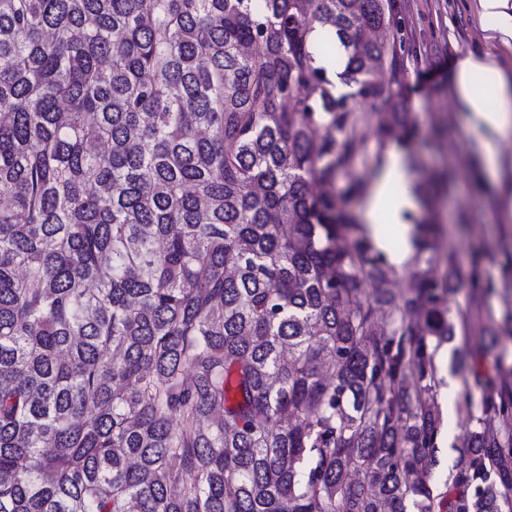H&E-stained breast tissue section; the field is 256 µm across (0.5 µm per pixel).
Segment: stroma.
Returning a JSON list of instances; mask_svg holds the SVG:
<instances>
[{"instance_id": "1", "label": "stroma", "mask_w": 512, "mask_h": 512, "mask_svg": "<svg viewBox=\"0 0 512 512\" xmlns=\"http://www.w3.org/2000/svg\"><path fill=\"white\" fill-rule=\"evenodd\" d=\"M391 2L404 41L382 79L400 78L408 91L412 137L402 152L419 206L407 221L435 225L436 256L456 259L447 306L457 331L436 356L439 378L459 383L456 393L438 396L443 411L453 414L438 436L430 468L431 482L439 486L458 465L457 449L468 427L457 409L466 394L482 395L464 361L481 356L490 372L500 354L512 356V216L503 209L504 197H512V136L496 144L502 171L499 182H491L482 168L480 143L456 107L451 67L456 54L490 47L475 0ZM353 106L358 153L346 180L365 187L391 145L378 135L383 110L361 98Z\"/></svg>"}]
</instances>
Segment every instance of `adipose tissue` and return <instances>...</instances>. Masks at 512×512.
I'll return each instance as SVG.
<instances>
[{"mask_svg": "<svg viewBox=\"0 0 512 512\" xmlns=\"http://www.w3.org/2000/svg\"><path fill=\"white\" fill-rule=\"evenodd\" d=\"M476 10L480 20L490 24L491 41L511 48L512 0H477ZM453 69L457 105L483 145L487 175L496 177L502 161L494 145L512 132V77L489 50L457 54ZM415 206L404 157L398 150H389L365 198L364 220L373 246L393 266L406 265L414 252L412 227L402 215Z\"/></svg>", "mask_w": 512, "mask_h": 512, "instance_id": "obj_1", "label": "adipose tissue"}]
</instances>
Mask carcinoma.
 <instances>
[{"label":"carcinoma","mask_w":512,"mask_h":512,"mask_svg":"<svg viewBox=\"0 0 512 512\" xmlns=\"http://www.w3.org/2000/svg\"><path fill=\"white\" fill-rule=\"evenodd\" d=\"M398 34L391 0H0V512H512V387L436 490L451 279L397 297L335 190L352 99L409 138ZM315 59L316 65L324 67L327 71L328 76H330L331 78H333L334 81H336V95H347L351 92V89L346 84H344L337 76H335L338 64L343 61V49L338 42H336L334 53L329 52L328 54H324L317 51Z\"/></svg>","instance_id":"cac0c4a2"}]
</instances>
